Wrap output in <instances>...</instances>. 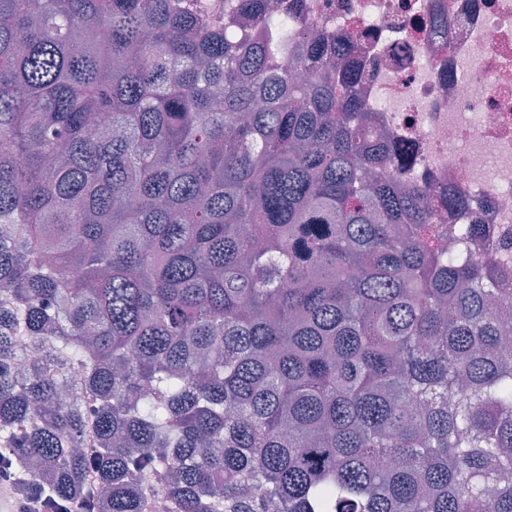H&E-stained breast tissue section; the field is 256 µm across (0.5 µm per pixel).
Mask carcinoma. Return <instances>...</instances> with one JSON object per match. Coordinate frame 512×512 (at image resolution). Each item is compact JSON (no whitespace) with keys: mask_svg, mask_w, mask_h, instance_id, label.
I'll return each instance as SVG.
<instances>
[{"mask_svg":"<svg viewBox=\"0 0 512 512\" xmlns=\"http://www.w3.org/2000/svg\"><path fill=\"white\" fill-rule=\"evenodd\" d=\"M210 11L0 0V470L90 512L151 475L167 512H512L504 244L366 135L350 37Z\"/></svg>","mask_w":512,"mask_h":512,"instance_id":"carcinoma-1","label":"carcinoma"}]
</instances>
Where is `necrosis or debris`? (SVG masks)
<instances>
[{
    "instance_id": "1",
    "label": "necrosis or debris",
    "mask_w": 512,
    "mask_h": 512,
    "mask_svg": "<svg viewBox=\"0 0 512 512\" xmlns=\"http://www.w3.org/2000/svg\"><path fill=\"white\" fill-rule=\"evenodd\" d=\"M311 26L358 33L379 130L416 146L404 178L481 203L512 239V0H306ZM453 25H446V18Z\"/></svg>"
}]
</instances>
